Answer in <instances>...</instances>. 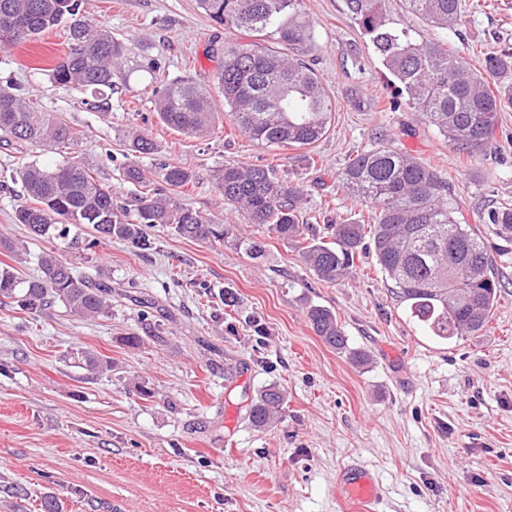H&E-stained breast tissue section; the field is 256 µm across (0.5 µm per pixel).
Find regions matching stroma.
Returning <instances> with one entry per match:
<instances>
[{
    "mask_svg": "<svg viewBox=\"0 0 512 512\" xmlns=\"http://www.w3.org/2000/svg\"><path fill=\"white\" fill-rule=\"evenodd\" d=\"M462 3L451 45L472 67L487 52L512 51V0ZM305 6L314 26L309 61L338 104L327 135L299 149L260 144L227 121L205 140L160 122L156 89L182 77L210 85L225 52L246 42L197 0H84L86 16L127 48L125 82L102 109L50 80L68 50L64 28L0 49V84L69 122L78 134L71 156L98 168L119 196L138 191L122 177L124 140L137 129L157 146L141 167L193 169L198 179L183 203L266 243L253 259L157 227L155 249L138 256L116 240L82 252L58 239L26 241L18 261L0 247V261L26 274L52 250L116 291L111 315L95 318L59 304L39 316L0 308V512H41L47 493L63 512H359L336 495L337 475L352 461L379 483L375 512H512V238L476 218L512 204V105L496 132L506 157H458L402 103L344 0ZM150 59L159 71L146 69ZM382 140L445 173L485 242L502 289L481 335L428 336L370 252L343 283L318 281L292 243L248 223L210 177L227 162H270L302 185L304 223L320 229L338 216L363 224L371 206L337 193L336 177ZM32 159L62 161L0 141V240H26L12 221L23 189L5 183ZM227 291L234 306L224 304ZM311 304L335 312L350 346L370 354L368 365L322 342L306 319ZM132 334L140 345L126 344ZM85 350L111 358V372L80 368L74 355ZM271 383L286 394L283 417L253 429L246 411Z\"/></svg>",
    "mask_w": 512,
    "mask_h": 512,
    "instance_id": "obj_1",
    "label": "stroma"
}]
</instances>
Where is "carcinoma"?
Segmentation results:
<instances>
[{"instance_id":"carcinoma-1","label":"carcinoma","mask_w":512,"mask_h":512,"mask_svg":"<svg viewBox=\"0 0 512 512\" xmlns=\"http://www.w3.org/2000/svg\"><path fill=\"white\" fill-rule=\"evenodd\" d=\"M383 0H345L351 18L368 37L383 66L398 81L406 103L434 126L458 153L470 157L499 149L498 112L512 101V52L485 54L480 70L448 49L443 37L416 39L387 22ZM406 11L431 29L451 34L462 22L461 0H404ZM211 21L252 38L224 54L214 75L232 124L250 139L277 148H301L329 131L336 98L309 65L313 24L304 0H198ZM68 32V51L51 69L60 86L88 90L95 98L119 89L124 45L82 12V0H0V49L31 42L53 27ZM155 110L168 127L204 139L218 113L209 89L191 79L176 80L156 91ZM0 138L31 146L68 149L76 141L73 127L43 112L15 88L0 87ZM132 156L152 154L155 144L136 131L129 139ZM28 202L16 207L13 223L29 237L63 238L68 225L88 224L94 233L87 247L115 239L136 254L153 249L147 229L167 228L191 241H218L251 257L265 244L241 235L234 224H215L182 203L181 190L196 182L182 165L160 167L162 186L154 185L136 163L123 177L143 188L129 203L117 200L82 161L55 166L37 160L16 171ZM212 179L224 200L252 224L298 244L299 256L314 276L339 284L353 272L364 251L407 304L410 315L429 335L446 342L477 336L494 314L501 284L484 241L465 221L448 177L395 147L378 144L356 154L338 174V188L374 209V223L330 220L326 236L300 222L303 189L279 176L269 164L226 163ZM501 233L512 232V205L503 203L479 217ZM311 233L304 234L305 229ZM331 241H326V238ZM83 317L112 309V282L77 276L54 253L40 257L39 274L24 276L9 264L0 266V305L37 315L53 304ZM310 327L338 353L357 365L369 355L352 349L336 314L323 306L307 308ZM78 363L90 373L112 367L110 358L82 351ZM285 394L265 386L250 404V425L265 430L281 418Z\"/></svg>"}]
</instances>
